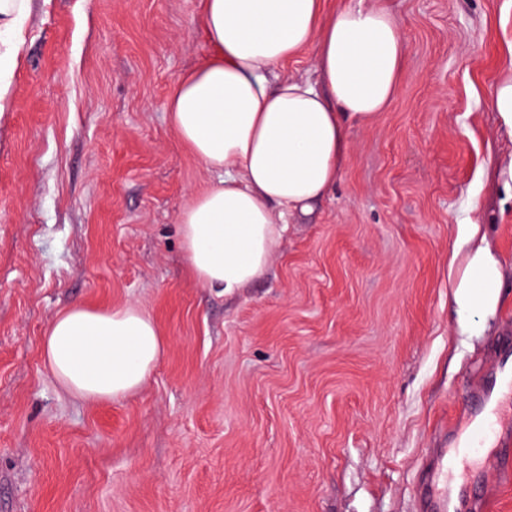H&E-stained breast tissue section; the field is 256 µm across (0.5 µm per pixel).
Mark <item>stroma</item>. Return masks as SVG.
Returning <instances> with one entry per match:
<instances>
[{"mask_svg":"<svg viewBox=\"0 0 512 512\" xmlns=\"http://www.w3.org/2000/svg\"><path fill=\"white\" fill-rule=\"evenodd\" d=\"M397 95L348 123L334 190L227 296L188 273L178 224L216 179L166 110L208 51L199 0H30L0 112V512H416L430 449L512 336V158L489 99L512 0H389ZM486 225L504 303L456 333L448 262ZM74 304L147 312L165 339L118 400L41 356Z\"/></svg>","mask_w":512,"mask_h":512,"instance_id":"stroma-1","label":"stroma"}]
</instances>
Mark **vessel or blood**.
Returning <instances> with one entry per match:
<instances>
[{"label": "vessel or blood", "instance_id": "obj_1", "mask_svg": "<svg viewBox=\"0 0 512 512\" xmlns=\"http://www.w3.org/2000/svg\"><path fill=\"white\" fill-rule=\"evenodd\" d=\"M495 394L485 395L455 429L456 445L432 451L419 488L421 512H492L495 501L488 481L512 486V420L498 408V393L512 396V361L496 358Z\"/></svg>", "mask_w": 512, "mask_h": 512}]
</instances>
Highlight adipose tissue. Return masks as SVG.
Masks as SVG:
<instances>
[{
    "instance_id": "ef3b65f1",
    "label": "adipose tissue",
    "mask_w": 512,
    "mask_h": 512,
    "mask_svg": "<svg viewBox=\"0 0 512 512\" xmlns=\"http://www.w3.org/2000/svg\"><path fill=\"white\" fill-rule=\"evenodd\" d=\"M323 0H200L208 51L172 87L167 113L179 143L217 183L192 195L179 233L191 276L231 295L263 275L287 219L336 185L348 122L391 104L406 56L385 0L324 14ZM28 0H0V112L19 63ZM315 49L320 84L282 76ZM458 333L479 336L501 305L498 255L481 225H460L448 264ZM163 338L138 307L74 305L43 338L54 377L89 402L140 389Z\"/></svg>"
}]
</instances>
